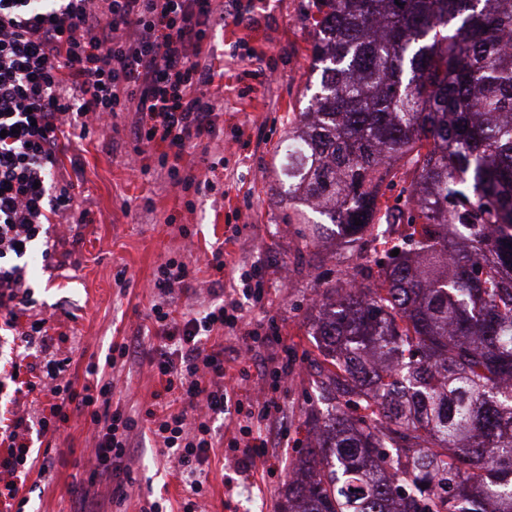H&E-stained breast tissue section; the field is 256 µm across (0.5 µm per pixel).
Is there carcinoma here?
I'll list each match as a JSON object with an SVG mask.
<instances>
[{
	"label": "carcinoma",
	"instance_id": "1",
	"mask_svg": "<svg viewBox=\"0 0 512 512\" xmlns=\"http://www.w3.org/2000/svg\"><path fill=\"white\" fill-rule=\"evenodd\" d=\"M320 79L277 174L302 239L358 265L313 327L336 404L283 512H512V0H315ZM412 156L405 212L381 202ZM361 224H355V221ZM399 250L396 256L393 250Z\"/></svg>",
	"mask_w": 512,
	"mask_h": 512
}]
</instances>
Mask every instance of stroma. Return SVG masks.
Segmentation results:
<instances>
[{"label": "stroma", "mask_w": 512, "mask_h": 512, "mask_svg": "<svg viewBox=\"0 0 512 512\" xmlns=\"http://www.w3.org/2000/svg\"><path fill=\"white\" fill-rule=\"evenodd\" d=\"M240 13L209 33L215 64L223 72L211 89L216 132L203 136L179 164L180 176L201 175L214 163L215 188L186 191L168 176L161 149L140 148L131 133L133 113L121 112L107 127L91 128L67 143L65 156L81 172V224H52L47 232L59 243L60 268L46 267L42 242L26 257L32 305L19 312L26 326L35 316L49 320L52 352L67 360L65 377L75 388L88 384L89 363L104 359L124 338H140V353L106 369L112 381V406L138 422L135 448L126 465L131 479L101 480L95 491L102 512H142L159 502L164 512H180L184 485L158 453L145 420L153 403H167L150 364L163 339L147 318L158 266L174 257L194 270L191 294L178 310L191 315L211 301L207 287L217 274L206 264L210 248L223 247L228 264H260L269 293L263 304L245 303V325L224 338L228 389L259 394L268 384L259 362L280 355L290 359V375L275 393L282 407V433L268 448H233L240 415L217 419L216 442L204 465L208 480L198 499L200 512H282L292 461L304 447L307 411L324 396L318 376L323 357L312 335L316 302L356 263L335 225L321 239L303 246L288 221L276 173L277 153L292 114L304 111L314 89L313 0H242ZM271 324L279 340L252 343L256 324ZM30 453L48 455V468H33L17 478L24 508L0 498V512H74L75 492L86 485L95 461L93 426L70 413L54 436L29 434ZM251 459L250 468L239 467ZM123 485L124 500L112 499Z\"/></svg>", "instance_id": "1"}]
</instances>
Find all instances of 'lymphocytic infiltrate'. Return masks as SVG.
<instances>
[{
	"label": "lymphocytic infiltrate",
	"instance_id": "obj_1",
	"mask_svg": "<svg viewBox=\"0 0 512 512\" xmlns=\"http://www.w3.org/2000/svg\"><path fill=\"white\" fill-rule=\"evenodd\" d=\"M227 17L213 0H0V329L16 332L26 344L46 342L48 320H33L19 330L17 308L30 302L26 272L19 265L24 247L47 224H67L77 211V181L60 169L65 145L91 123H105L119 112L136 115L133 132L141 143L161 145L182 157L210 133L213 107L208 101L215 79L207 49L208 30ZM259 267L209 288L241 289V297L262 292ZM186 263L169 259L153 281L148 317L161 330L164 345L151 363L167 387H179L184 406L154 416L161 454L172 456L189 483L191 500L183 512H196L203 490V465L212 448L213 420L227 405L244 412L239 441L264 448L269 435L255 433L253 422L273 423L280 404L272 397L231 400L224 387V351L207 346L211 336L235 330L243 321L241 297L208 306L177 320L175 296L186 286ZM138 337L117 345L104 365H91L96 382L76 390L62 374L66 362L40 365L52 397L49 415L30 420L17 415L0 430L10 452L0 467L13 472L28 462L30 431L54 432L68 411L87 414L96 440L92 477L117 472L132 446L136 423L110 407L112 385L105 367L138 353Z\"/></svg>",
	"mask_w": 512,
	"mask_h": 512
}]
</instances>
